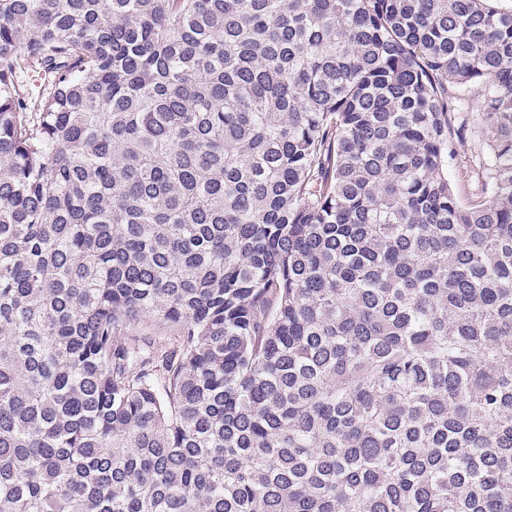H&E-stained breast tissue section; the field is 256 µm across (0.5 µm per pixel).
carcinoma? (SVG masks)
Segmentation results:
<instances>
[{"mask_svg": "<svg viewBox=\"0 0 512 512\" xmlns=\"http://www.w3.org/2000/svg\"><path fill=\"white\" fill-rule=\"evenodd\" d=\"M500 2L0 0V512H512ZM481 146L482 142L477 137L468 141L464 150L457 146L458 156L455 160L451 161L448 168V177L452 181L459 183V186L468 193L478 192L481 188L482 180L479 179L478 171L474 170L468 162L470 151L476 150Z\"/></svg>", "mask_w": 512, "mask_h": 512, "instance_id": "1", "label": "carcinoma"}]
</instances>
